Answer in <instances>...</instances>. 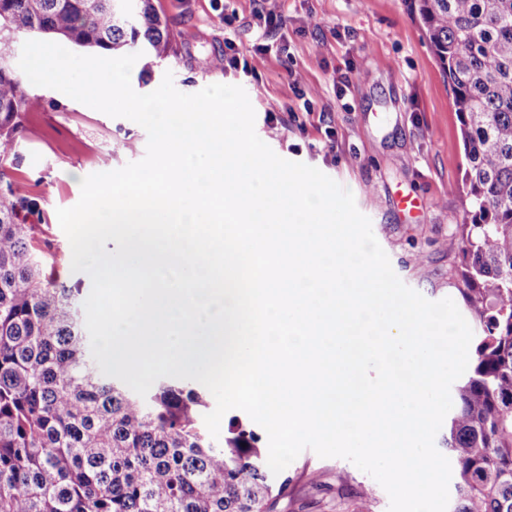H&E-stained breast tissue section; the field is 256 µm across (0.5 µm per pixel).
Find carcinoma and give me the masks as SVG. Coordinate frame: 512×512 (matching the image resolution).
Listing matches in <instances>:
<instances>
[{"instance_id":"obj_1","label":"carcinoma","mask_w":512,"mask_h":512,"mask_svg":"<svg viewBox=\"0 0 512 512\" xmlns=\"http://www.w3.org/2000/svg\"><path fill=\"white\" fill-rule=\"evenodd\" d=\"M453 92L466 209L458 256L478 316L474 360L448 420L454 512H512V0H410ZM44 34L102 53L168 56L153 0H0V44ZM0 53V512H273L260 436L202 421L200 388L163 380L142 398L88 354L79 291L47 269L36 199L13 170L31 107Z\"/></svg>"}]
</instances>
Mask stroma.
<instances>
[{
  "instance_id": "obj_1",
  "label": "stroma",
  "mask_w": 512,
  "mask_h": 512,
  "mask_svg": "<svg viewBox=\"0 0 512 512\" xmlns=\"http://www.w3.org/2000/svg\"><path fill=\"white\" fill-rule=\"evenodd\" d=\"M166 18L171 53L146 76L131 74L140 94L172 73L193 94L212 84L242 86L255 131L279 157L318 168L350 190L398 277L431 301L451 298L470 327L478 319L462 291L449 240L465 212V157L452 91L409 0H277L285 24L262 36L257 0H154ZM237 66L216 65L225 37ZM271 49L257 57L256 47ZM256 63L244 75L242 62ZM24 149L14 171L46 215L37 241L68 287L92 283L71 269L72 251L56 211L80 199L81 178L141 160L147 133L47 87L29 86ZM278 100L287 124L268 123ZM416 198L414 211L398 197ZM292 482L274 512H388L389 497L370 475L342 458L304 450L286 469Z\"/></svg>"
}]
</instances>
